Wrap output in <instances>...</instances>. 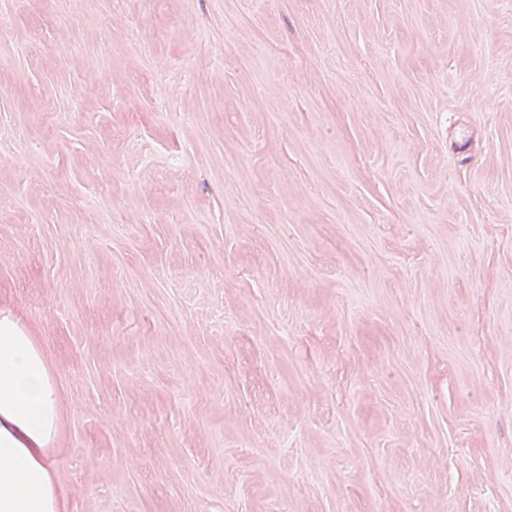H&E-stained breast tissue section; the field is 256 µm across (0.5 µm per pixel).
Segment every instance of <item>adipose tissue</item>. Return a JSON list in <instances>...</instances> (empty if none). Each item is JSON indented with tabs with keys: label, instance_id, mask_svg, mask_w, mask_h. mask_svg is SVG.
I'll return each mask as SVG.
<instances>
[{
	"label": "adipose tissue",
	"instance_id": "adipose-tissue-1",
	"mask_svg": "<svg viewBox=\"0 0 512 512\" xmlns=\"http://www.w3.org/2000/svg\"><path fill=\"white\" fill-rule=\"evenodd\" d=\"M58 423V389L41 345L0 313V512H60L47 453Z\"/></svg>",
	"mask_w": 512,
	"mask_h": 512
}]
</instances>
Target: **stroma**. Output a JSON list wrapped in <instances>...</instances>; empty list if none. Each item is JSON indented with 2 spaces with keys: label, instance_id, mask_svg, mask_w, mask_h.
Listing matches in <instances>:
<instances>
[{
  "label": "stroma",
  "instance_id": "stroma-1",
  "mask_svg": "<svg viewBox=\"0 0 512 512\" xmlns=\"http://www.w3.org/2000/svg\"><path fill=\"white\" fill-rule=\"evenodd\" d=\"M0 309L63 512H512V0H0Z\"/></svg>",
  "mask_w": 512,
  "mask_h": 512
}]
</instances>
